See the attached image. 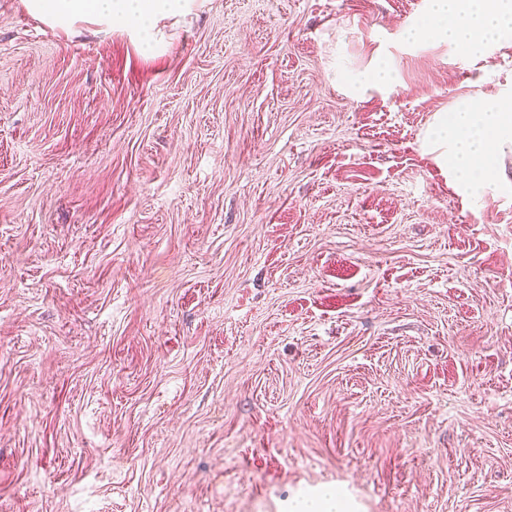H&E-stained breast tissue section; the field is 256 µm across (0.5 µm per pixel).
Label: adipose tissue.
<instances>
[{
	"mask_svg": "<svg viewBox=\"0 0 512 512\" xmlns=\"http://www.w3.org/2000/svg\"><path fill=\"white\" fill-rule=\"evenodd\" d=\"M24 10L50 29L126 32L146 50L158 51L199 0H21ZM407 37L434 38L474 55L512 35V0H427L425 15L408 24ZM431 143L447 147L448 165L472 188L497 172L498 157L512 145V93L475 95L462 101L450 119L431 128Z\"/></svg>",
	"mask_w": 512,
	"mask_h": 512,
	"instance_id": "1",
	"label": "adipose tissue"
}]
</instances>
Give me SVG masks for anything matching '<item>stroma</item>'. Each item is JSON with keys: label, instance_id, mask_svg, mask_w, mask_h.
I'll return each mask as SVG.
<instances>
[{"label": "stroma", "instance_id": "1", "mask_svg": "<svg viewBox=\"0 0 512 512\" xmlns=\"http://www.w3.org/2000/svg\"><path fill=\"white\" fill-rule=\"evenodd\" d=\"M423 10L206 0L154 56L0 0V512H512V150L428 142L512 40ZM346 509V500L338 489L328 491L317 502L306 496L296 498L288 507L289 512H346Z\"/></svg>", "mask_w": 512, "mask_h": 512}]
</instances>
